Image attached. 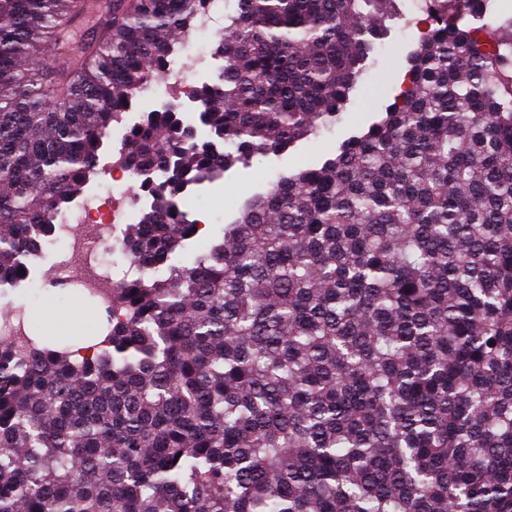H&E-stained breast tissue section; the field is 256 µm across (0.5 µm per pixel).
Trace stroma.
<instances>
[{"instance_id":"1","label":"stroma","mask_w":512,"mask_h":512,"mask_svg":"<svg viewBox=\"0 0 512 512\" xmlns=\"http://www.w3.org/2000/svg\"><path fill=\"white\" fill-rule=\"evenodd\" d=\"M398 8L399 18L389 21L386 37L378 41L368 60L369 68L353 105L336 124L298 142L282 155L257 157L247 165L236 164L225 172L223 180L204 184L196 193L182 196L183 209L203 225L197 238L191 240V247H198L217 234L224 224L233 220L246 199L264 191L279 174L297 166L317 164L353 129L370 122L386 97L394 95L396 81L405 73L404 56L420 36L415 19L422 14L420 0H400ZM23 304L30 306L36 315L47 308L55 312L56 321L49 332L51 340L78 344L96 329L97 302L88 298L81 287L61 288L46 280L34 287L22 285L0 294L1 313Z\"/></svg>"}]
</instances>
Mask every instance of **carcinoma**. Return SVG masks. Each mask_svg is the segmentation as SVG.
<instances>
[{
    "label": "carcinoma",
    "instance_id": "carcinoma-1",
    "mask_svg": "<svg viewBox=\"0 0 512 512\" xmlns=\"http://www.w3.org/2000/svg\"><path fill=\"white\" fill-rule=\"evenodd\" d=\"M396 0H0V291L123 146L152 204L116 238L102 339L0 338V512H512V16L431 0L401 90L221 240L193 185L280 155L351 102ZM25 274H20L19 269ZM217 34L219 33H209V49L202 53L195 61L196 66L194 68L195 76L193 81L196 85H200L202 82L207 81L215 70L217 62L211 58V49ZM190 68L191 64L189 61L178 59L170 75L173 82L169 83V86V79H164L151 86L150 89L145 90L139 98L138 111L140 112H136V115L143 111L148 112L155 109L163 101L167 100L169 88L184 94L187 93V89L191 88V84L188 81Z\"/></svg>",
    "mask_w": 512,
    "mask_h": 512
}]
</instances>
